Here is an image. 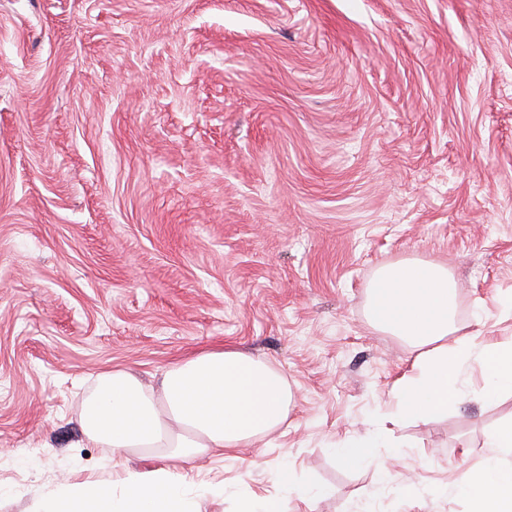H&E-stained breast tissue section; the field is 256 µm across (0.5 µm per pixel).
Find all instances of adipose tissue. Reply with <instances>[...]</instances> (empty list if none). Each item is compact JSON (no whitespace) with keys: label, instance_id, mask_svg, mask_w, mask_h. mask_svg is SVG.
Returning a JSON list of instances; mask_svg holds the SVG:
<instances>
[{"label":"adipose tissue","instance_id":"obj_1","mask_svg":"<svg viewBox=\"0 0 512 512\" xmlns=\"http://www.w3.org/2000/svg\"><path fill=\"white\" fill-rule=\"evenodd\" d=\"M456 282L435 263L405 260L377 269L368 288V323L417 349L409 375L393 388L395 413L430 420L461 397L465 378L480 368L483 398L512 395V341L483 345L457 335ZM284 377L260 359L232 349L188 355L167 368L159 387L131 370L97 376L83 400L85 439L116 452H156L166 459L224 456L276 429L288 416ZM383 430L338 441L333 452L354 466L388 447ZM489 453L459 484L469 512H512V419L488 436ZM41 512H196L185 484L171 470H125L120 493L102 485L72 486L49 498Z\"/></svg>","mask_w":512,"mask_h":512}]
</instances>
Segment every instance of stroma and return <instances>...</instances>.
Returning <instances> with one entry per match:
<instances>
[{"label": "stroma", "instance_id": "obj_1", "mask_svg": "<svg viewBox=\"0 0 512 512\" xmlns=\"http://www.w3.org/2000/svg\"><path fill=\"white\" fill-rule=\"evenodd\" d=\"M400 260L448 268L460 335L512 339V0H0V512L166 467L107 465L82 400L217 347L292 402L236 458L177 465L217 489L199 512H469L512 398L483 404L475 368L447 415L393 417L417 352L365 310ZM373 428L399 459L331 454Z\"/></svg>", "mask_w": 512, "mask_h": 512}]
</instances>
